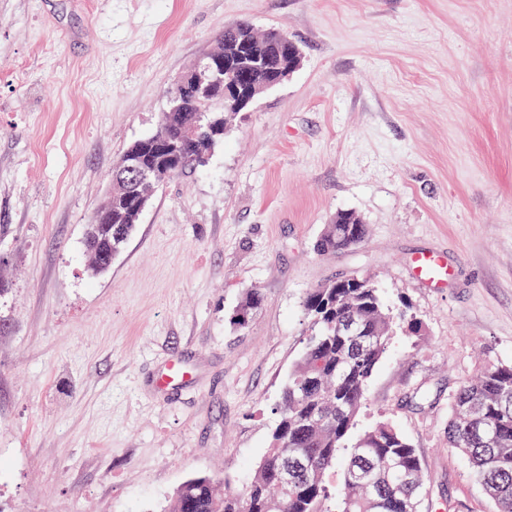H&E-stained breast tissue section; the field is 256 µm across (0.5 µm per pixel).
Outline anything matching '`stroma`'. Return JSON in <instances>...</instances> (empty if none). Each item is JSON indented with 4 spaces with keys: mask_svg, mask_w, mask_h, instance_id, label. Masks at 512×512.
I'll list each match as a JSON object with an SVG mask.
<instances>
[{
    "mask_svg": "<svg viewBox=\"0 0 512 512\" xmlns=\"http://www.w3.org/2000/svg\"><path fill=\"white\" fill-rule=\"evenodd\" d=\"M241 22L301 66L91 276L115 163ZM345 210L363 241L318 253ZM422 252L448 282L415 279ZM0 275V512H166L191 477L241 485L313 331L305 296L352 275L421 324L395 327L358 429L407 437L428 512H495L447 430L459 384L512 365V0H0ZM172 355L195 379L167 395ZM410 267L414 275L426 284L437 283L451 274L446 258L434 252L415 255L411 260ZM260 304V296L257 292H249L239 305L232 317L233 324L244 329L252 322L254 312Z\"/></svg>",
    "mask_w": 512,
    "mask_h": 512,
    "instance_id": "stroma-1",
    "label": "stroma"
}]
</instances>
